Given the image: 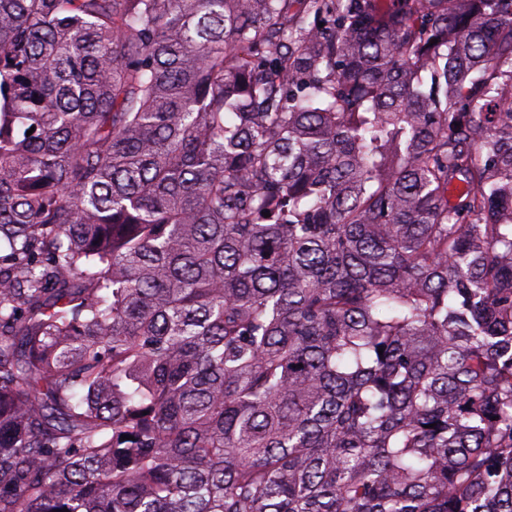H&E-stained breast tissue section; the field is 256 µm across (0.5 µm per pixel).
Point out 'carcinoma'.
Wrapping results in <instances>:
<instances>
[{"instance_id":"obj_1","label":"carcinoma","mask_w":512,"mask_h":512,"mask_svg":"<svg viewBox=\"0 0 512 512\" xmlns=\"http://www.w3.org/2000/svg\"><path fill=\"white\" fill-rule=\"evenodd\" d=\"M64 508L512 512V0H0V512Z\"/></svg>"}]
</instances>
